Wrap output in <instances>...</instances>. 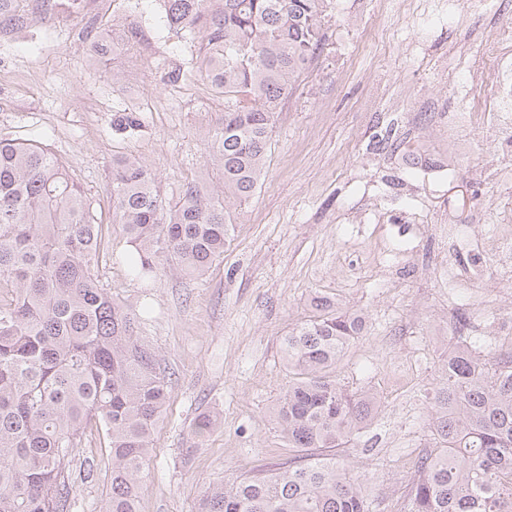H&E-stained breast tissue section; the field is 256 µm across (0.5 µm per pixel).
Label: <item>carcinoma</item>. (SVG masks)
I'll return each instance as SVG.
<instances>
[{"instance_id": "obj_1", "label": "carcinoma", "mask_w": 512, "mask_h": 512, "mask_svg": "<svg viewBox=\"0 0 512 512\" xmlns=\"http://www.w3.org/2000/svg\"><path fill=\"white\" fill-rule=\"evenodd\" d=\"M165 27L195 46L203 79L224 95L213 164L220 189L189 182L166 200L142 161L112 157V207L145 283L165 261L190 276L224 258L231 214L260 186L272 118L326 40L328 0H163ZM87 0H0V37L36 14L80 15ZM112 128L142 132L136 112ZM103 224L81 178L36 140L0 135V512H67L69 471L93 432L112 461L105 512H137L170 378L134 313L98 274ZM283 337L293 379L276 412L294 455L270 475L212 486L197 512H371L350 465L329 456L377 410L333 379L363 331L358 314L318 298ZM432 451L420 457L404 512H512V355L456 337L431 401Z\"/></svg>"}]
</instances>
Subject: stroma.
<instances>
[{"label": "stroma", "mask_w": 512, "mask_h": 512, "mask_svg": "<svg viewBox=\"0 0 512 512\" xmlns=\"http://www.w3.org/2000/svg\"><path fill=\"white\" fill-rule=\"evenodd\" d=\"M88 9L102 38L134 23L142 41L95 57L84 20L65 13L0 38V133L41 141L80 175L104 224L101 280L171 377L138 512H195L207 487L287 462L281 341L317 296L363 315L334 376L378 400L365 433L335 454L366 476L373 512H399L433 446L430 398L458 316L477 342L512 350L487 334L512 323L491 246L512 248V127L485 109L492 85L461 94L454 56L491 26L512 30V0H460L454 18L446 0H331L325 45L274 115L262 184L237 210L223 260L200 277L168 269L146 288L113 220L112 157L143 161L163 196L191 181L218 187L224 98L164 29L161 0ZM116 112L141 113L140 135L115 134ZM390 124L398 148L375 149ZM205 414L218 422L200 438ZM98 463L88 481L73 471L71 512H103L111 467Z\"/></svg>", "instance_id": "stroma-1"}]
</instances>
